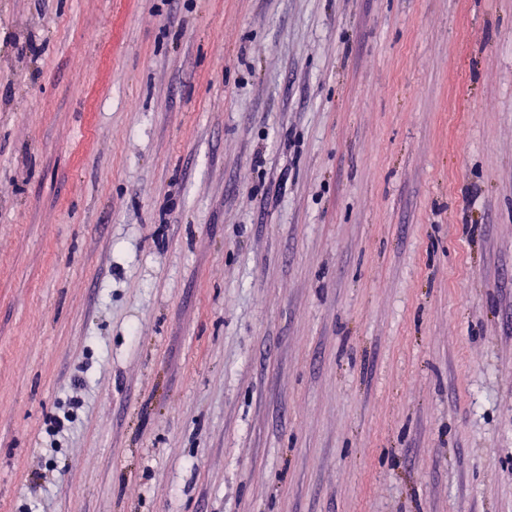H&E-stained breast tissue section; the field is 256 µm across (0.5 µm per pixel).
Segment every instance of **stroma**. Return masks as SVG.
<instances>
[{"instance_id":"stroma-1","label":"stroma","mask_w":512,"mask_h":512,"mask_svg":"<svg viewBox=\"0 0 512 512\" xmlns=\"http://www.w3.org/2000/svg\"><path fill=\"white\" fill-rule=\"evenodd\" d=\"M0 512H512V0H0Z\"/></svg>"}]
</instances>
